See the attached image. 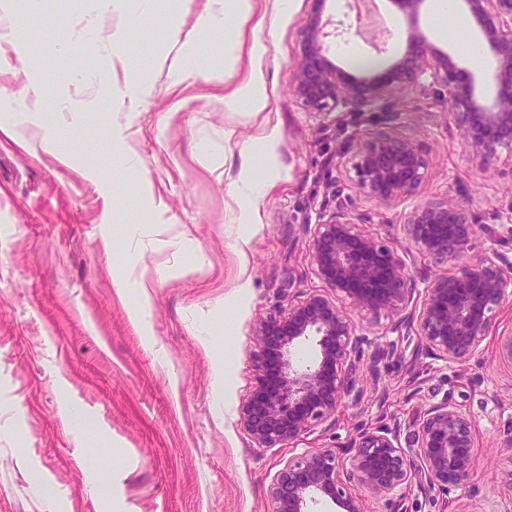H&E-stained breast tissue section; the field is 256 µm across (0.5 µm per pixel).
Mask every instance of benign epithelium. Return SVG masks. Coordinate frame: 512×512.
Returning a JSON list of instances; mask_svg holds the SVG:
<instances>
[{
	"label": "benign epithelium",
	"instance_id": "benign-epithelium-1",
	"mask_svg": "<svg viewBox=\"0 0 512 512\" xmlns=\"http://www.w3.org/2000/svg\"><path fill=\"white\" fill-rule=\"evenodd\" d=\"M460 2L494 60L485 75L491 97H477L467 69L416 38L398 61L368 78L332 65L323 45L324 0H312L292 64L296 96L313 112L362 109L427 75L445 88L448 116L471 154L484 163L497 159L500 149H512V0ZM345 164L361 192L386 206L413 196L426 177L421 148L388 130L361 141ZM359 224L360 218L337 212L315 225L309 257L325 289L297 292L286 313L261 321L256 330L253 361L260 375L240 420L259 448L283 447L335 416L345 399L359 402L362 338L347 307L375 318L398 316L395 329L415 330L418 345L456 365L480 351L497 313L512 300V256L496 249L471 255L484 226L461 200L432 199L404 216V235L421 256L452 263L426 280L417 312L409 309L417 281L402 256ZM309 339L315 355L300 362L294 349ZM476 467L471 419L443 401L417 416L405 447L399 426L384 423L356 434L345 451L317 448L288 462L270 487L269 512H312L322 501L341 512H366L367 496L383 501L386 512H407V489L446 495L466 485ZM353 486L364 494L351 493Z\"/></svg>",
	"mask_w": 512,
	"mask_h": 512
}]
</instances>
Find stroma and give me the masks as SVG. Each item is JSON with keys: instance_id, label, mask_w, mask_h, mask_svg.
Listing matches in <instances>:
<instances>
[{"instance_id": "1", "label": "stroma", "mask_w": 512, "mask_h": 512, "mask_svg": "<svg viewBox=\"0 0 512 512\" xmlns=\"http://www.w3.org/2000/svg\"><path fill=\"white\" fill-rule=\"evenodd\" d=\"M202 0H139L97 19L86 34L92 0H43L40 27L29 0H9L30 36L32 69L0 74V87L34 84L42 106L26 124L27 148L0 140V512H268V490L290 460L315 448H343L358 432L397 421L409 432L425 407L448 399L470 415L478 467L450 494L406 493L407 512H507L512 507V364L498 340L512 334V303L494 319L479 355L448 365L433 355L410 363L417 339L394 331L390 317L353 313L365 354L390 344L404 359L379 364L364 380L360 404L339 408L336 421L276 448H258L240 420L254 388L253 336L267 316L287 310L289 290L318 289L308 240L337 210L367 218V231L387 239L423 279L435 267L400 229L412 206L450 195L468 202L480 223L512 211V152L481 166L472 160L430 77L403 96L401 111L377 106L308 110L292 86L311 0H290L285 18L269 16L266 47L268 122L280 130L274 166L254 147L257 122L226 112L224 88L203 80L172 86L170 74L192 65L223 66L224 44L238 34L197 31ZM374 15L392 16L396 34L385 63L407 47L409 32L469 65L457 33L440 31L436 0L414 17L392 0H371ZM109 53L85 56V41ZM192 42L193 59L182 45ZM327 57L360 74L369 58L365 36L327 38ZM128 57L129 68L112 64ZM150 71L152 87L137 104L123 92L129 71ZM62 99L86 102L79 118L58 112ZM388 128L418 143L427 177L409 201L391 206L364 197L338 164L374 131ZM232 137H225V130ZM138 158L124 166L114 132ZM251 149L252 176L268 182L260 221L242 227L231 183ZM276 181H269V174ZM250 241L246 259L235 245ZM155 277L149 301L132 282L118 295L114 270ZM246 291H239L241 281Z\"/></svg>"}]
</instances>
